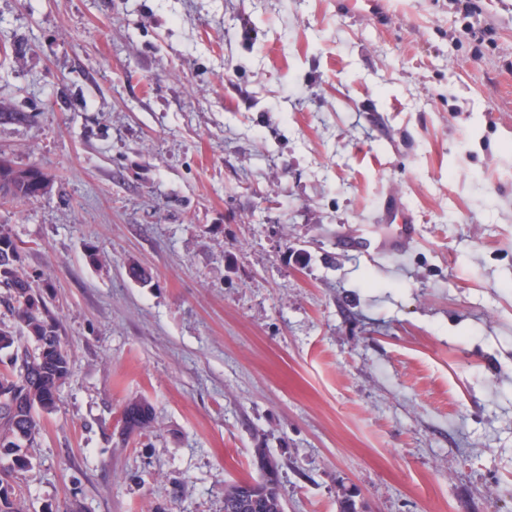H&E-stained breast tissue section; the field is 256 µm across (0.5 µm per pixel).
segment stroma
Instances as JSON below:
<instances>
[{"label":"stroma","mask_w":512,"mask_h":512,"mask_svg":"<svg viewBox=\"0 0 512 512\" xmlns=\"http://www.w3.org/2000/svg\"><path fill=\"white\" fill-rule=\"evenodd\" d=\"M472 3L0 0V156L51 181L0 231L71 367L27 512H224L259 448L285 512H512V0ZM122 412V427L125 421V436L131 438L148 431L155 420L154 408L146 400H133L125 406Z\"/></svg>","instance_id":"35a3bbf8"}]
</instances>
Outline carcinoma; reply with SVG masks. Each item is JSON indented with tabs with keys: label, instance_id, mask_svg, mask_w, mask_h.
Returning a JSON list of instances; mask_svg holds the SVG:
<instances>
[{
	"label": "carcinoma",
	"instance_id": "carcinoma-1",
	"mask_svg": "<svg viewBox=\"0 0 512 512\" xmlns=\"http://www.w3.org/2000/svg\"><path fill=\"white\" fill-rule=\"evenodd\" d=\"M35 166H0V194L15 199H33L44 193L49 183ZM0 288L4 303L18 329L0 326V454L15 456L13 469L25 471L30 459L20 453L38 443L41 428L38 413L52 411L61 387L70 376L67 353L62 348L57 317L48 307L23 268L21 256L10 235L0 232ZM125 436L148 431L155 420L153 406L145 400H133L125 406ZM282 499L280 485L261 495L245 479L225 489L224 512H273L271 504Z\"/></svg>",
	"mask_w": 512,
	"mask_h": 512
}]
</instances>
